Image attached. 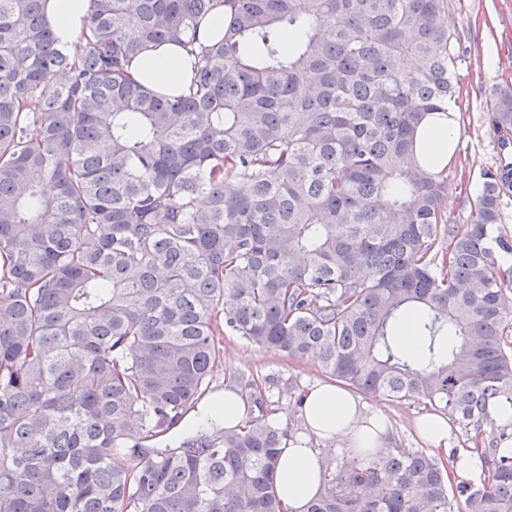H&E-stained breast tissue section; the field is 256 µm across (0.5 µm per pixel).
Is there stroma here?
Segmentation results:
<instances>
[{
  "instance_id": "stroma-1",
  "label": "stroma",
  "mask_w": 512,
  "mask_h": 512,
  "mask_svg": "<svg viewBox=\"0 0 512 512\" xmlns=\"http://www.w3.org/2000/svg\"><path fill=\"white\" fill-rule=\"evenodd\" d=\"M447 20L458 54L454 80L462 92V121L457 161L442 175L448 219L465 224L480 193L482 173L495 169L501 156V135L492 124L489 91L495 84H512V0H448ZM223 345L224 359L212 373L211 388H223L233 372L259 380L271 378L268 418L287 424L290 435L301 432L297 400L321 379L317 366L260 348L239 336L224 337ZM362 401L384 410L397 447L419 449L413 422L428 412V405L371 395L363 396Z\"/></svg>"
}]
</instances>
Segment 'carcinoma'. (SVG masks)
<instances>
[{
  "mask_svg": "<svg viewBox=\"0 0 512 512\" xmlns=\"http://www.w3.org/2000/svg\"><path fill=\"white\" fill-rule=\"evenodd\" d=\"M194 91L138 84L148 43L194 45L216 0H92L72 51L45 0H0V512H284L287 432L256 381L243 426L169 435L229 332L476 432L512 403L499 255L504 158L469 223L415 153L456 97L448 0H222ZM512 132V87L490 97ZM419 314L420 354L393 326ZM479 484L383 448L307 512H512V453ZM224 28V4H219L213 12L201 20L197 28V41L207 44L219 38Z\"/></svg>",
  "mask_w": 512,
  "mask_h": 512,
  "instance_id": "1",
  "label": "carcinoma"
}]
</instances>
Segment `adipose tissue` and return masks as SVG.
I'll return each mask as SVG.
<instances>
[{
	"instance_id": "adipose-tissue-1",
	"label": "adipose tissue",
	"mask_w": 512,
	"mask_h": 512,
	"mask_svg": "<svg viewBox=\"0 0 512 512\" xmlns=\"http://www.w3.org/2000/svg\"><path fill=\"white\" fill-rule=\"evenodd\" d=\"M91 10L90 0H47L45 16L58 45L73 50ZM193 59L180 46L167 43L146 49L129 68L131 77L155 90L180 95L192 86ZM460 116L448 107L425 116L416 137V152L435 157L438 165L451 161ZM304 432L288 441L277 462L276 492L288 512H305L321 490L326 458L318 442L347 445L350 458L362 449L377 450L391 445V430L385 413L367 408L348 389L333 382L312 385L299 410ZM247 407L235 388L225 387L202 398L170 435L177 442L199 429L221 426L234 429L244 424Z\"/></svg>"
}]
</instances>
